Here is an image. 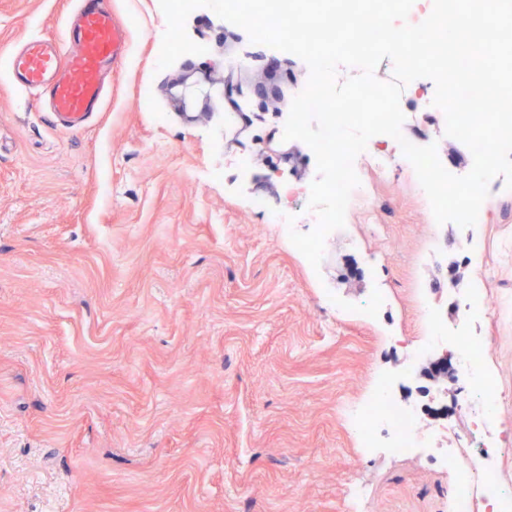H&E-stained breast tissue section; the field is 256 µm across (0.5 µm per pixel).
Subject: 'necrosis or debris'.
Wrapping results in <instances>:
<instances>
[{
    "label": "necrosis or debris",
    "instance_id": "1",
    "mask_svg": "<svg viewBox=\"0 0 512 512\" xmlns=\"http://www.w3.org/2000/svg\"><path fill=\"white\" fill-rule=\"evenodd\" d=\"M404 155L390 136L372 137L354 161L356 172L372 171L386 176ZM493 306L480 288L462 289L454 303L456 326L447 329L434 313L425 319L429 334L410 346L408 356L417 359L438 345L451 346L454 369L467 386V394L454 409L464 421V431L450 445H443V432L425 428L428 418L441 414L437 392H429L424 403L406 404L389 396H377L348 406L345 414L356 429L364 448H385L392 455L406 456L418 448H434L442 470L453 482L448 512H512V492L497 478L500 459L512 447V434L500 431L495 413L502 391L489 362V339L475 330Z\"/></svg>",
    "mask_w": 512,
    "mask_h": 512
}]
</instances>
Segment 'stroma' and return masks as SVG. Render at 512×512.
<instances>
[{
	"label": "stroma",
	"instance_id": "obj_1",
	"mask_svg": "<svg viewBox=\"0 0 512 512\" xmlns=\"http://www.w3.org/2000/svg\"><path fill=\"white\" fill-rule=\"evenodd\" d=\"M73 0H0V62L30 36L61 38ZM130 56L104 112L53 127L0 71V512H446L448 475L414 457L365 455L340 411L397 375L423 333L424 302L449 308L480 246L495 303L492 336L512 430V190L488 197L471 228L426 226L415 179L365 173L382 211L352 208L320 268L253 210L276 202L271 147L307 180L305 143L267 130L307 82L300 58L240 27L200 25L207 46L158 69L159 0H112ZM224 40L248 65L224 68ZM203 88L272 82L262 119L224 139V114L181 102ZM250 154L255 181L220 173Z\"/></svg>",
	"mask_w": 512,
	"mask_h": 512
}]
</instances>
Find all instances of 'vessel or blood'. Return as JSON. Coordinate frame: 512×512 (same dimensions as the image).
<instances>
[{
	"mask_svg": "<svg viewBox=\"0 0 512 512\" xmlns=\"http://www.w3.org/2000/svg\"><path fill=\"white\" fill-rule=\"evenodd\" d=\"M127 55L126 30L107 0H76L62 42L26 38L8 58L7 71L15 86L35 91L55 127L74 131L102 112L105 79Z\"/></svg>",
	"mask_w": 512,
	"mask_h": 512,
	"instance_id": "obj_1",
	"label": "vessel or blood"
}]
</instances>
